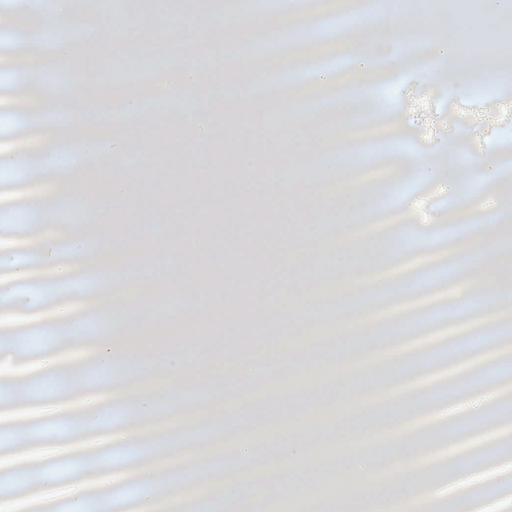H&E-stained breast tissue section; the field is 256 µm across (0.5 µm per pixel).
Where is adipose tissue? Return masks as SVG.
Instances as JSON below:
<instances>
[{
    "label": "adipose tissue",
    "mask_w": 512,
    "mask_h": 512,
    "mask_svg": "<svg viewBox=\"0 0 512 512\" xmlns=\"http://www.w3.org/2000/svg\"><path fill=\"white\" fill-rule=\"evenodd\" d=\"M94 0H11L0 13V26L37 33L71 24ZM194 26L176 29L172 17L177 0H148L145 11L113 21L121 29V59H161V67L137 72L134 89L122 99L133 117L120 125L87 122L85 101L99 83V68L68 44H57L58 67L73 79L68 87H52L42 73L37 38L7 50L6 64L20 75L11 97L26 117L15 143L0 146V170L22 168L23 184L0 190L1 207L35 209L32 224L6 227L9 243L0 245V387L11 388L0 400V428L17 433L13 447L0 448L10 473L35 471L37 483L14 485L9 494L20 512H113L112 485L132 481L137 489L125 512H209L219 501L223 512H269L276 495L288 496L306 512H323L315 497L322 481H330L339 501L357 512H512V461L498 448L512 446V375L488 377L490 367L512 362V336L500 339L502 322H512V193L501 185L498 154L471 147L465 165L449 158V143L459 133L448 128L427 150L391 157L395 172L417 175L423 188L454 184L458 206L432 213L416 223L415 201L400 198L397 223L384 232L365 224H328L323 205L367 213L375 187L353 176V163L340 162L337 143L356 138L349 114L360 108L349 87L364 86L405 70L411 80L454 83L467 92L473 83L512 91V57L495 46L500 28L495 20L499 0H485L484 48L473 54L462 42L431 38V15L398 12L363 20L341 32L300 47L281 37L282 29L309 24L314 15L346 12L349 0H277L274 15L254 10L246 0H192ZM219 9L221 29H214L212 9ZM263 41L270 55L263 60L234 56L232 65L201 69L207 56L233 54L240 40ZM350 55L346 77L322 66L333 53ZM438 60L422 69L420 59ZM305 64L299 85L282 89L270 73L281 61ZM251 88L242 100L240 88ZM330 96L334 110L312 111V102ZM176 103L173 112H144L142 97ZM300 113L295 124L266 127L255 116L273 104ZM50 110H64L63 124L45 121ZM231 116L223 136H215L216 113ZM145 147L152 161L143 176L114 175L110 189L85 192L81 198L91 221L61 224L56 200L84 184L98 163ZM310 166L316 182L307 198L281 189L271 173ZM154 184H203L204 198L188 205L165 193L149 210L155 233L124 220L136 180ZM479 192H471V184ZM224 218V269L212 265L214 241L209 229ZM473 221L464 241L438 242L437 225ZM415 231L421 248L405 254L399 244ZM137 241V264L176 255L177 273L149 281L115 279L120 242ZM33 252L36 263L18 264L15 252ZM408 272L418 266L451 267L453 279L416 294L393 287L382 276L385 266ZM272 268L278 278L244 288L257 270ZM302 278H294L296 270ZM93 278L87 294L46 295V288L68 279ZM179 298L166 314L155 311L160 293ZM451 308L455 325H435L431 313ZM142 313L140 322L128 315ZM95 316L108 318L109 328L96 336L84 327ZM51 333L53 348L35 356L5 349L4 341L33 328ZM473 340L468 355L456 347L459 335ZM242 337L230 355L215 350L208 362L195 359L202 339ZM281 337L278 345L269 344ZM313 337L306 350L321 362L309 389L282 390L279 376L303 363L284 353L283 345ZM167 343L168 352L146 369L103 385L84 380L87 367L111 368L139 356L142 349ZM336 347L335 359L323 356ZM52 378L59 390L36 399L28 388ZM478 383L477 392L461 382ZM452 398H441L446 388ZM194 392L185 400V392ZM172 399L160 413V397ZM408 408H401L399 400ZM295 403L283 410V401ZM129 403L134 416L106 432L94 431L109 404ZM493 410L485 428L463 434L460 418ZM45 418L71 422L65 434L45 439L30 427ZM333 436L337 453L324 449ZM164 440L156 454L117 463L103 470L76 472L65 497H57L56 456L84 459L107 448H133ZM56 456H48V449ZM223 449L222 472L184 481V466L203 463ZM484 454L485 470L499 494L484 497L467 467L462 449ZM384 472L382 488L370 477Z\"/></svg>",
    "instance_id": "1"
}]
</instances>
